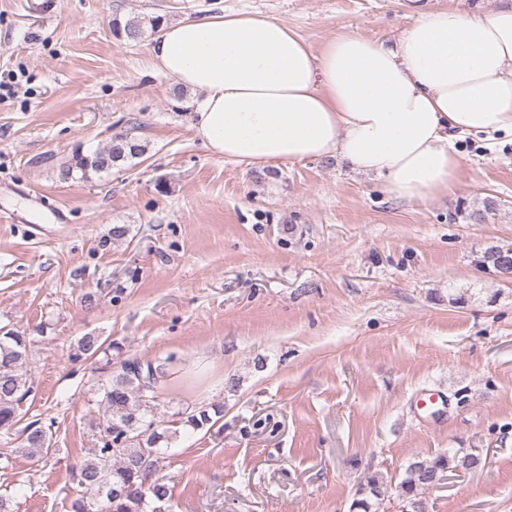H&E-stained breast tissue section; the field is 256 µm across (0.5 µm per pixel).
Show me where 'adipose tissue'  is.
Returning a JSON list of instances; mask_svg holds the SVG:
<instances>
[{
	"label": "adipose tissue",
	"mask_w": 512,
	"mask_h": 512,
	"mask_svg": "<svg viewBox=\"0 0 512 512\" xmlns=\"http://www.w3.org/2000/svg\"><path fill=\"white\" fill-rule=\"evenodd\" d=\"M151 66L196 92L195 136L248 166L338 156L424 202L457 181L456 138L512 135V5L423 16L397 51L356 34L320 53L288 25L212 14L163 26Z\"/></svg>",
	"instance_id": "adipose-tissue-1"
}]
</instances>
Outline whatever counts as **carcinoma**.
<instances>
[{"mask_svg": "<svg viewBox=\"0 0 512 512\" xmlns=\"http://www.w3.org/2000/svg\"><path fill=\"white\" fill-rule=\"evenodd\" d=\"M162 17L130 15L115 24L119 38L135 42L145 31H158ZM119 142L110 138L103 147L84 149L78 145L58 166L64 179L79 176L83 181L102 178L114 168H122L146 153L147 145L133 135L125 142V152H117ZM485 269L502 278L512 275V247L492 245L480 260ZM32 336L10 323L0 325V430L10 431L22 420L21 406L36 393L29 378ZM120 346L108 337L86 334L72 346L70 358L91 362L100 373L98 398L94 403V441L84 449L85 456L76 473L84 494L71 503V512H146L151 503L163 502L170 489L156 476L165 449L178 441L181 431L211 430L221 419L222 405H202L190 412H177L172 419L158 416L160 398L168 391L171 365L125 359L112 366V350ZM55 421L42 423L37 418L18 432L19 447L29 458L42 461L51 456ZM471 469L478 465L473 456L463 458L438 455L416 460L408 465L401 481L390 487L378 473H368L359 482L352 512H379L388 489L392 488L403 512H426L422 490L434 485V478L444 476L451 464Z\"/></svg>", "mask_w": 512, "mask_h": 512, "instance_id": "carcinoma-1", "label": "carcinoma"}]
</instances>
